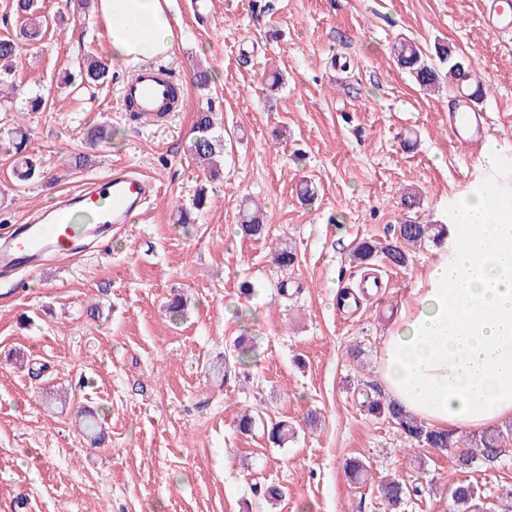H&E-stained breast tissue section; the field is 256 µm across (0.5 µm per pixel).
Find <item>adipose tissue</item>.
<instances>
[{"mask_svg":"<svg viewBox=\"0 0 512 512\" xmlns=\"http://www.w3.org/2000/svg\"><path fill=\"white\" fill-rule=\"evenodd\" d=\"M118 61L162 56L179 21L170 0H96ZM495 190L448 204V242L425 288L385 336L380 372L408 413L434 428L482 429L512 420V169L496 151Z\"/></svg>","mask_w":512,"mask_h":512,"instance_id":"adipose-tissue-1","label":"adipose tissue"}]
</instances>
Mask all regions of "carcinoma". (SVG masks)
<instances>
[{"mask_svg": "<svg viewBox=\"0 0 512 512\" xmlns=\"http://www.w3.org/2000/svg\"><path fill=\"white\" fill-rule=\"evenodd\" d=\"M14 13L23 19V33L31 40L41 36L39 17L36 16L35 0H12ZM18 51V44L11 38L0 39V98L15 91L14 82L8 76L14 73L12 58ZM440 62L448 67V80L457 83L471 75V61L452 51L446 45L436 47ZM393 55L398 66L413 74L420 86L431 88L439 82V71L428 64L415 41L402 38L393 45ZM109 72L107 63L91 60L86 65L87 79L98 82L106 78ZM213 113L199 111L193 127L188 150L197 163L203 166L213 164L215 157L224 153V138L214 133ZM268 224L266 213L257 205L242 211L237 224V233L243 238L258 239L266 231ZM440 230L435 224H418L405 220L397 225L395 238L382 244L372 239H363L356 243L350 253L351 261L360 265L380 256L390 265L404 268L409 262L410 250L420 247L428 241L437 239ZM298 262L297 252L291 247H282L272 256V263L280 270H290ZM228 356L234 363L243 365L258 358L256 346L246 343L245 339H236L230 346ZM365 411L372 417L386 421L397 429L405 442L422 448H435L450 456L457 467L468 469L474 463L477 454L494 458L499 454L498 445L503 432L498 430L480 437L474 448L461 447V437L457 432L447 429H435L422 424L408 414L395 401L376 393L363 402ZM268 439L278 447H283L294 438L295 430L286 420L274 422L267 428ZM344 475L353 484L364 485L372 479L370 468L360 460L349 459L344 465ZM423 483L418 478H387L380 484V493L389 512H399L409 501L421 496ZM450 512H480V500L473 484L461 480L448 489Z\"/></svg>", "mask_w": 512, "mask_h": 512, "instance_id": "carcinoma-1", "label": "carcinoma"}]
</instances>
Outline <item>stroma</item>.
<instances>
[{
    "instance_id": "obj_1",
    "label": "stroma",
    "mask_w": 512,
    "mask_h": 512,
    "mask_svg": "<svg viewBox=\"0 0 512 512\" xmlns=\"http://www.w3.org/2000/svg\"><path fill=\"white\" fill-rule=\"evenodd\" d=\"M39 4L62 22L30 43L11 0H0V37L19 42L0 141L23 123L35 168L18 181L19 157L0 151V237L118 165L158 192L133 224L88 237L75 263L49 259L20 283L0 277V512H386L376 483L385 474L429 481L406 512H448V488L462 478L497 512L512 490V436L500 456L463 473L361 406L364 393L384 388L383 339L424 287L434 243L403 269L349 258L361 239H391L403 219L446 224L449 200L487 178L480 151L448 128L453 85L421 90L394 64L396 40H415L430 58L440 44L470 58L489 139L512 148V38L487 30L484 0H270L263 13L252 0H172L181 34L157 62L184 104L153 125L125 111L121 89L137 64L112 63L93 8ZM90 57L111 62L104 83L82 84ZM200 64L213 77L206 90L194 84ZM273 72L281 83L272 91ZM35 95L40 111L25 113ZM200 110L214 113L226 143L214 176L187 150ZM101 125L111 139L89 143ZM303 182L311 201L296 194ZM202 187L206 210L195 224L176 223L174 205L190 207ZM407 189L422 195L410 212ZM245 200L269 216L262 238L234 233ZM284 244L299 260L286 273L270 261ZM244 281L252 297L240 294ZM174 294L187 301L177 321L165 311ZM240 335L260 356L221 380ZM80 407L94 412L103 440L81 433ZM245 408L262 420L248 435L236 428ZM310 411L321 416L314 429L304 423ZM283 419L296 434L278 448L263 425ZM349 457L370 466L372 481L346 480ZM263 483L283 486L285 499L266 504L254 492Z\"/></svg>"
}]
</instances>
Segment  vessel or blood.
<instances>
[{
  "label": "vessel or blood",
  "instance_id": "b4317fda",
  "mask_svg": "<svg viewBox=\"0 0 512 512\" xmlns=\"http://www.w3.org/2000/svg\"><path fill=\"white\" fill-rule=\"evenodd\" d=\"M172 80L162 67H140L124 84L121 98L133 108L135 120L152 122L171 103ZM476 94H463L461 111L448 115V127L455 139L480 146L485 138L486 118L474 105ZM154 192L152 184L130 168H113L105 179L91 182L64 195L57 206L34 214L28 224L0 239V274L25 265L29 275L41 270L45 253L75 259L72 241L85 232L88 224H124L142 208Z\"/></svg>",
  "mask_w": 512,
  "mask_h": 512
}]
</instances>
